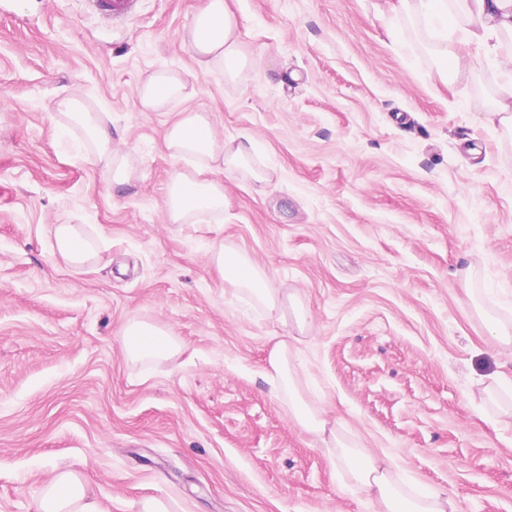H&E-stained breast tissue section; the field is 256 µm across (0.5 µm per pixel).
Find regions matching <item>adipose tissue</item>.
<instances>
[{
	"instance_id": "adipose-tissue-1",
	"label": "adipose tissue",
	"mask_w": 512,
	"mask_h": 512,
	"mask_svg": "<svg viewBox=\"0 0 512 512\" xmlns=\"http://www.w3.org/2000/svg\"><path fill=\"white\" fill-rule=\"evenodd\" d=\"M449 0H393L394 13H407L424 21L441 40L438 57L442 64L440 78L461 69L464 61L449 49L446 31ZM460 23L456 33L461 43L474 46L485 58L512 75V46L505 43L512 36V0H456ZM182 44L202 72L220 71L225 81L233 82L255 64V58L240 39L238 21L227 0H206L186 29ZM188 94V83L179 72L153 71L140 84L137 96L144 111L163 112ZM70 121L81 127L91 147L85 161L107 167L112 172V187L120 189L131 182L132 173L125 154L115 146L112 127L105 113L91 111L83 102L67 99L62 103ZM165 145L172 158L191 157L199 161L194 172H175L166 196V218L171 224H188L199 215H218L224 210V186L204 178L202 170L210 162L221 161L225 171L246 175L253 185L267 182L268 170L254 162V142L242 138L236 145H226L215 120L208 112H182L165 131ZM55 248L71 267L80 269L95 257L94 243L72 224L52 228ZM210 261L238 293L256 301L267 313L282 307L279 295L270 288L265 269L244 251L232 245H218ZM122 342L127 356L134 360H168L181 350L174 334L157 324L129 322ZM297 349L289 337H280L267 360L266 372L279 395L288 399V416L323 446L341 486H356L375 496L377 512H454L452 495L430 489L406 491L383 467L381 460L339 430L329 428L322 412L304 398L294 367ZM36 512H102L98 501L86 491L84 478L72 470L58 472L44 488L36 503Z\"/></svg>"
}]
</instances>
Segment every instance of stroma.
<instances>
[{"instance_id":"1","label":"stroma","mask_w":512,"mask_h":512,"mask_svg":"<svg viewBox=\"0 0 512 512\" xmlns=\"http://www.w3.org/2000/svg\"><path fill=\"white\" fill-rule=\"evenodd\" d=\"M204 2L133 0L107 22L86 0H0V512H35L63 469L104 512H375L271 392L293 328L224 282L221 242L308 311L312 406L399 482L512 512V350L489 329L512 320V132L485 121L504 81L475 54L440 80L430 35L390 0H229L256 59L229 83L181 44ZM161 68L193 93L142 111ZM65 98L107 113L130 185L82 161ZM182 111L252 138L272 176L258 191L211 167L223 213L170 224L169 180L196 165L165 146ZM56 224L95 242L90 265L63 262ZM133 320L180 354L131 361Z\"/></svg>"}]
</instances>
